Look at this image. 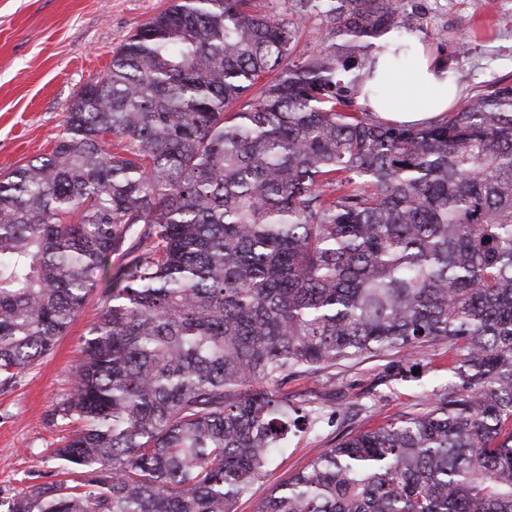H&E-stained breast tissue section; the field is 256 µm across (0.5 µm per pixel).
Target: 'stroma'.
<instances>
[{
    "mask_svg": "<svg viewBox=\"0 0 512 512\" xmlns=\"http://www.w3.org/2000/svg\"><path fill=\"white\" fill-rule=\"evenodd\" d=\"M172 0H0V176L49 152L66 107L134 31ZM412 37L451 67L464 96L512 84V0H412ZM100 289L49 355L0 386V494L65 479L51 458L80 423L56 409L71 393L72 371L100 311ZM417 376L387 355L366 356L330 373L290 379L305 409L303 431L254 482L237 512H255L271 490L345 437L426 408L448 382V346L421 348Z\"/></svg>",
    "mask_w": 512,
    "mask_h": 512,
    "instance_id": "35a3bbf8",
    "label": "stroma"
}]
</instances>
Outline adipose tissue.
I'll list each match as a JSON object with an SVG mask.
<instances>
[{"label":"adipose tissue","mask_w":512,"mask_h":512,"mask_svg":"<svg viewBox=\"0 0 512 512\" xmlns=\"http://www.w3.org/2000/svg\"><path fill=\"white\" fill-rule=\"evenodd\" d=\"M373 78L357 94L368 112L400 124H420L446 112L459 96L444 63L425 43L386 35L373 53Z\"/></svg>","instance_id":"1"}]
</instances>
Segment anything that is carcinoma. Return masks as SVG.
I'll return each mask as SVG.
<instances>
[{"label":"carcinoma","mask_w":512,"mask_h":512,"mask_svg":"<svg viewBox=\"0 0 512 512\" xmlns=\"http://www.w3.org/2000/svg\"><path fill=\"white\" fill-rule=\"evenodd\" d=\"M283 2L173 0L0 178L1 385L111 282L58 408L84 422L53 451L78 478L0 512H235L305 418L264 385L437 341L431 407L256 512H512V85L375 120L353 99L410 0ZM312 14L342 42L296 62Z\"/></svg>","instance_id":"cac0c4a2"}]
</instances>
